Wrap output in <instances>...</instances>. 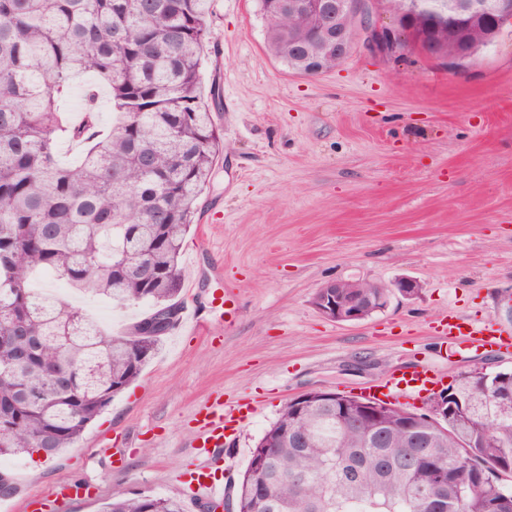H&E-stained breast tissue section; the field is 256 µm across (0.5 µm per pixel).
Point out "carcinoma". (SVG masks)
Segmentation results:
<instances>
[{
    "label": "carcinoma",
    "mask_w": 512,
    "mask_h": 512,
    "mask_svg": "<svg viewBox=\"0 0 512 512\" xmlns=\"http://www.w3.org/2000/svg\"><path fill=\"white\" fill-rule=\"evenodd\" d=\"M269 51L288 50L298 18L258 0ZM211 0H0V458L53 459L141 375L173 327L154 314L183 307L180 258L224 138L201 86ZM445 47L491 43L441 32ZM88 76L109 91L112 124L97 106L69 124L59 96ZM87 144L73 165L62 138ZM50 274L118 305L148 304L120 332L33 288ZM495 387L491 400L486 388ZM448 425L424 447L400 409L325 396L284 406L252 449L234 512H512V371L460 373ZM0 468V498L15 496ZM101 512H185L179 499L111 498Z\"/></svg>",
    "instance_id": "obj_1"
}]
</instances>
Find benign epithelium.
<instances>
[{"mask_svg": "<svg viewBox=\"0 0 512 512\" xmlns=\"http://www.w3.org/2000/svg\"><path fill=\"white\" fill-rule=\"evenodd\" d=\"M288 11L298 16L301 30L321 29L327 40L313 52L336 64L350 54L352 43L361 38L365 51L371 56L395 52L403 38L416 34V18L425 17V30L448 27V17L466 20L470 26L484 28L492 40L503 27L512 24V0H413V7L394 16L395 28L382 26L373 20L367 0H291ZM418 283L407 277L386 285L369 281L333 280L324 283L313 298L315 308L326 318L338 323H356L371 312L387 306L391 293L410 298L418 293ZM429 425L411 428L409 432L434 433V427L448 423V392L434 393Z\"/></svg>", "mask_w": 512, "mask_h": 512, "instance_id": "7a95c632", "label": "benign epithelium"}]
</instances>
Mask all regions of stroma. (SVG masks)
I'll return each instance as SVG.
<instances>
[{
	"mask_svg": "<svg viewBox=\"0 0 512 512\" xmlns=\"http://www.w3.org/2000/svg\"><path fill=\"white\" fill-rule=\"evenodd\" d=\"M207 26L202 86L224 154L181 256L205 331H171L59 456L13 460L14 503L85 479L96 492L56 512H98L119 494L179 497L206 405L262 404L232 442L240 474L283 406L309 390L364 397L423 367L448 380L512 365V347L437 331L449 314L512 330L502 311L512 297V27L459 68L408 39L379 57L355 44L343 64L308 76L269 54L257 0H212ZM401 276L418 295H392L356 324L313 305L331 280ZM103 444L125 449L124 470Z\"/></svg>",
	"mask_w": 512,
	"mask_h": 512,
	"instance_id": "obj_1",
	"label": "stroma"
}]
</instances>
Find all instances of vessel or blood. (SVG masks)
I'll list each match as a JSON object with an SVG mask.
<instances>
[{
    "label": "vessel or blood",
    "mask_w": 512,
    "mask_h": 512,
    "mask_svg": "<svg viewBox=\"0 0 512 512\" xmlns=\"http://www.w3.org/2000/svg\"><path fill=\"white\" fill-rule=\"evenodd\" d=\"M442 330L448 331L452 336H469L497 347H505L511 341L505 338L502 329L489 323L468 322L449 317L441 322ZM438 378L429 368L418 370L410 378L389 379L376 385L373 391L374 398H382L392 394L403 396L421 395L436 386ZM254 403H236L217 410L212 407H203L199 412L201 432L199 435V448L205 458L204 465L195 467L186 474L180 483L182 495L193 501L205 500L213 503L223 502L228 484L217 478L216 472L223 460V445L229 434H236L255 415ZM91 483L76 484L68 481L58 484L48 499H28L25 505L26 512H53L56 504L69 502L88 494Z\"/></svg>",
    "instance_id": "b4317fda"
}]
</instances>
